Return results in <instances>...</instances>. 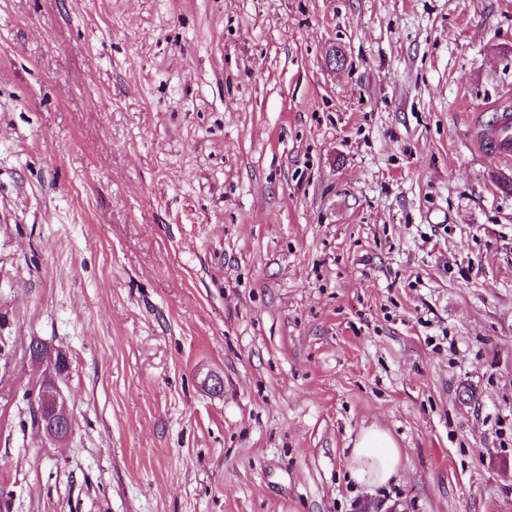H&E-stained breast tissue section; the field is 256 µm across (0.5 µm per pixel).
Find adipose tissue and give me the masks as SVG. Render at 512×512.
Here are the masks:
<instances>
[{
	"mask_svg": "<svg viewBox=\"0 0 512 512\" xmlns=\"http://www.w3.org/2000/svg\"><path fill=\"white\" fill-rule=\"evenodd\" d=\"M402 451L391 435L377 427L362 429L349 457L348 476L355 483L380 486L400 472Z\"/></svg>",
	"mask_w": 512,
	"mask_h": 512,
	"instance_id": "ef3b65f1",
	"label": "adipose tissue"
}]
</instances>
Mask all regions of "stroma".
<instances>
[{
    "mask_svg": "<svg viewBox=\"0 0 512 512\" xmlns=\"http://www.w3.org/2000/svg\"><path fill=\"white\" fill-rule=\"evenodd\" d=\"M503 102L512 0H0V512H512ZM492 116L486 119L480 113V119L473 127V140L481 151H491L500 159H512V113L510 105L502 103L489 107ZM402 451L391 435L373 425L362 429L349 457L348 476L366 486L384 485L400 472Z\"/></svg>",
    "mask_w": 512,
    "mask_h": 512,
    "instance_id": "stroma-1",
    "label": "stroma"
}]
</instances>
